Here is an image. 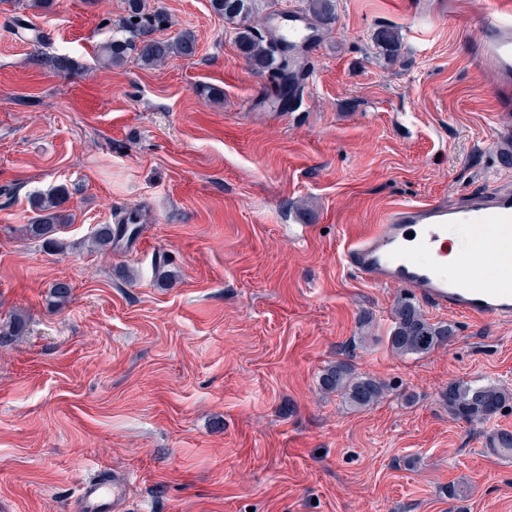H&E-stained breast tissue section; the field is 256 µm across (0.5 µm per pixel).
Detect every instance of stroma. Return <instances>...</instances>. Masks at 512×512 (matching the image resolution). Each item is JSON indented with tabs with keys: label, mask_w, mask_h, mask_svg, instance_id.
<instances>
[{
	"label": "stroma",
	"mask_w": 512,
	"mask_h": 512,
	"mask_svg": "<svg viewBox=\"0 0 512 512\" xmlns=\"http://www.w3.org/2000/svg\"><path fill=\"white\" fill-rule=\"evenodd\" d=\"M456 2L336 0L284 111L209 0H149L156 37L197 39L153 68L97 61L125 0H0V322L26 321L0 347V512H78L103 469L132 476L124 512H512V456L483 445L512 411L443 401L459 381L512 392V322L426 304L452 341L397 354L402 287L343 262L394 204L512 187V105ZM53 188L59 250L24 232ZM131 209L138 235L95 250ZM347 355L391 385L373 408L319 387Z\"/></svg>",
	"instance_id": "1"
}]
</instances>
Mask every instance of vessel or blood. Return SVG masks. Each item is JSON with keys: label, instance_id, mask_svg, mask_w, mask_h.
<instances>
[{"label": "vessel or blood", "instance_id": "obj_1", "mask_svg": "<svg viewBox=\"0 0 512 512\" xmlns=\"http://www.w3.org/2000/svg\"><path fill=\"white\" fill-rule=\"evenodd\" d=\"M475 10L484 18L477 60L495 72L498 97L512 100V0H477ZM270 26L286 45L303 49L316 39L302 15L285 24L272 20ZM452 225L483 230L491 247L511 260L512 190L498 189L452 205H396L371 233L348 244L344 263L368 283L412 289L439 310L477 321H511L512 272L484 283H464L444 273L447 255L441 244ZM125 486L126 478L119 474L83 485V512H119Z\"/></svg>", "mask_w": 512, "mask_h": 512}]
</instances>
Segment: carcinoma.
Segmentation results:
<instances>
[{"label":"carcinoma","instance_id":"carcinoma-1","mask_svg":"<svg viewBox=\"0 0 512 512\" xmlns=\"http://www.w3.org/2000/svg\"><path fill=\"white\" fill-rule=\"evenodd\" d=\"M215 12L224 19L237 23L235 43L245 57L250 69L257 74L275 71L283 79L282 104L297 91V75L293 71V60L288 50L276 46L273 38L257 32V28L248 23L252 13L253 0H210ZM127 15L112 39L101 46L98 61L101 65L112 67L122 65L129 56L134 55L145 66H154L167 61L174 55L191 56L196 50L194 35L186 31L175 41L149 37V21L144 18L145 0H126ZM308 12L315 25L325 27L334 20L333 0H307ZM376 40L389 51H398L400 37L396 30L383 28ZM63 204L61 192L50 190L37 195L32 202L37 216L26 225L27 234L41 239L50 246H59L55 238L57 231L69 224V215L60 210ZM139 213L130 210L119 219L118 224H105L95 231L92 242L95 247L104 249L128 237L133 238L139 232ZM25 323L15 319L0 327V345H6L24 332ZM454 336L452 325L445 322H430L412 296L404 294L394 308L393 328L389 342L393 351L402 355H426L448 343ZM320 389L326 393H335L356 409H370L377 405L390 389V384L361 374L347 357L330 363L322 372ZM512 400L508 394L496 385L473 387L463 383L448 385L444 393V402L448 412L457 419L466 421H485L500 411Z\"/></svg>","mask_w":512,"mask_h":512}]
</instances>
